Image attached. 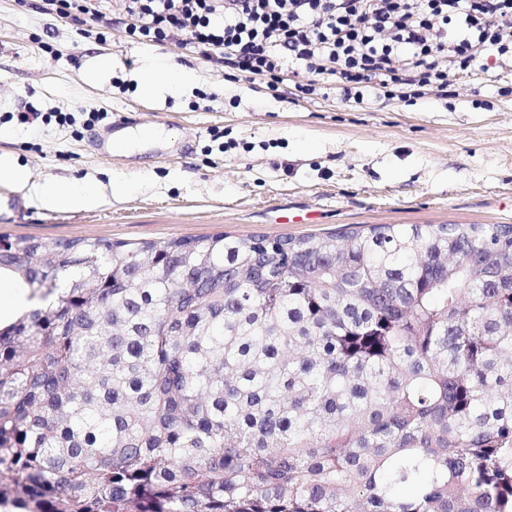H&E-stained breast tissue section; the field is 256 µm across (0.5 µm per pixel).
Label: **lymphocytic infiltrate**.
Segmentation results:
<instances>
[{"instance_id": "1", "label": "lymphocytic infiltrate", "mask_w": 512, "mask_h": 512, "mask_svg": "<svg viewBox=\"0 0 512 512\" xmlns=\"http://www.w3.org/2000/svg\"><path fill=\"white\" fill-rule=\"evenodd\" d=\"M130 36L345 101L444 96L456 71L512 63V0H121Z\"/></svg>"}]
</instances>
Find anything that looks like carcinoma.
Listing matches in <instances>:
<instances>
[{"label": "carcinoma", "instance_id": "cac0c4a2", "mask_svg": "<svg viewBox=\"0 0 512 512\" xmlns=\"http://www.w3.org/2000/svg\"><path fill=\"white\" fill-rule=\"evenodd\" d=\"M15 512H512V224L0 238ZM28 302L24 292H17L14 288H5L0 282V323L7 322L21 314Z\"/></svg>", "mask_w": 512, "mask_h": 512}]
</instances>
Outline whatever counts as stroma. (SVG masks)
Wrapping results in <instances>:
<instances>
[{"label": "stroma", "mask_w": 512, "mask_h": 512, "mask_svg": "<svg viewBox=\"0 0 512 512\" xmlns=\"http://www.w3.org/2000/svg\"><path fill=\"white\" fill-rule=\"evenodd\" d=\"M105 28L46 12L43 0H0V154L31 178L93 182L99 205L61 211L0 182V238L160 241L227 234L269 238L370 224H512V67L457 72L448 100L356 106L338 89L276 93L191 50L128 37L119 0ZM196 80L144 100L147 62ZM39 112L24 124L19 113ZM67 115L66 123L53 118ZM107 118L87 127L89 113ZM158 138L94 150L110 114Z\"/></svg>", "instance_id": "1"}]
</instances>
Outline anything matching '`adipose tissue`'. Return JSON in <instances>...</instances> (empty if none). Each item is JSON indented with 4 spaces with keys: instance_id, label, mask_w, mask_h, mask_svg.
I'll return each mask as SVG.
<instances>
[{
    "instance_id": "adipose-tissue-1",
    "label": "adipose tissue",
    "mask_w": 512,
    "mask_h": 512,
    "mask_svg": "<svg viewBox=\"0 0 512 512\" xmlns=\"http://www.w3.org/2000/svg\"><path fill=\"white\" fill-rule=\"evenodd\" d=\"M4 178L36 204L47 203L62 210H77L98 203L100 193L91 184L48 186L34 180L6 157L0 156V179Z\"/></svg>"
}]
</instances>
